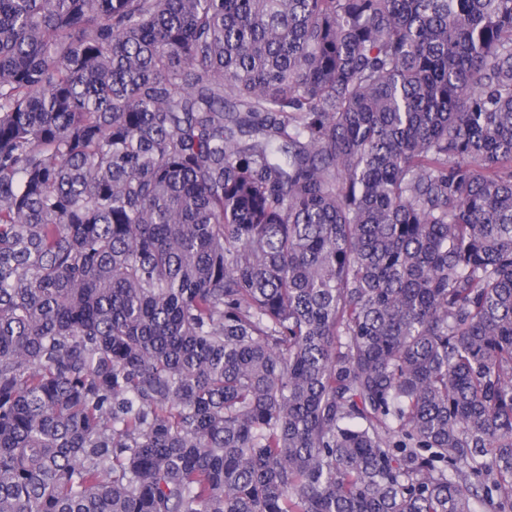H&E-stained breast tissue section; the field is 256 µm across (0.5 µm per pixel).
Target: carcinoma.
Listing matches in <instances>:
<instances>
[{
  "instance_id": "cac0c4a2",
  "label": "carcinoma",
  "mask_w": 512,
  "mask_h": 512,
  "mask_svg": "<svg viewBox=\"0 0 512 512\" xmlns=\"http://www.w3.org/2000/svg\"><path fill=\"white\" fill-rule=\"evenodd\" d=\"M512 512V0H0V512Z\"/></svg>"
}]
</instances>
